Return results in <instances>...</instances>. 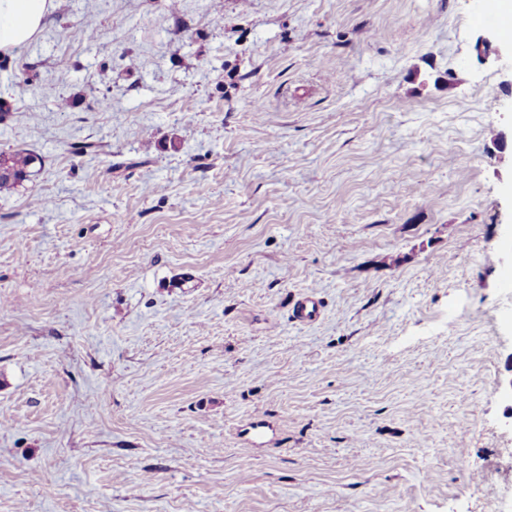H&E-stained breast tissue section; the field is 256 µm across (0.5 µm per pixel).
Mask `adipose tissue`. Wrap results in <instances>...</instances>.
<instances>
[{
	"instance_id": "adipose-tissue-1",
	"label": "adipose tissue",
	"mask_w": 512,
	"mask_h": 512,
	"mask_svg": "<svg viewBox=\"0 0 512 512\" xmlns=\"http://www.w3.org/2000/svg\"><path fill=\"white\" fill-rule=\"evenodd\" d=\"M53 0H0V54L30 43L42 30Z\"/></svg>"
}]
</instances>
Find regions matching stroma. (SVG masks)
<instances>
[{
	"mask_svg": "<svg viewBox=\"0 0 512 512\" xmlns=\"http://www.w3.org/2000/svg\"><path fill=\"white\" fill-rule=\"evenodd\" d=\"M479 8L53 0L0 56V152L42 158L0 192V512H512ZM320 300L314 293H307L294 302L293 314L296 321L310 323L320 314Z\"/></svg>",
	"mask_w": 512,
	"mask_h": 512,
	"instance_id": "obj_1",
	"label": "stroma"
}]
</instances>
